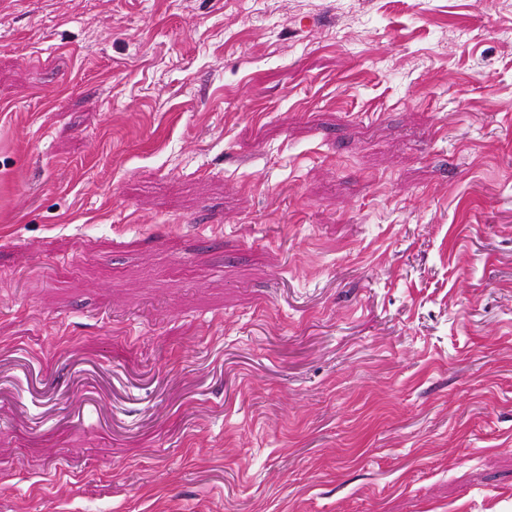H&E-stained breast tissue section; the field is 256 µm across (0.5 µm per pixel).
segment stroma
Returning <instances> with one entry per match:
<instances>
[{"instance_id": "obj_1", "label": "stroma", "mask_w": 512, "mask_h": 512, "mask_svg": "<svg viewBox=\"0 0 512 512\" xmlns=\"http://www.w3.org/2000/svg\"><path fill=\"white\" fill-rule=\"evenodd\" d=\"M0 512H512V0H0Z\"/></svg>"}]
</instances>
